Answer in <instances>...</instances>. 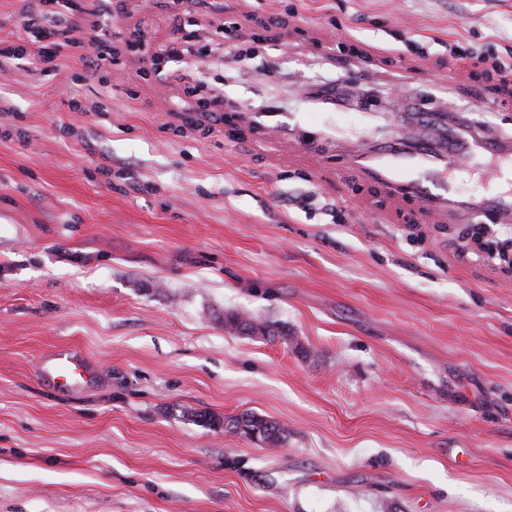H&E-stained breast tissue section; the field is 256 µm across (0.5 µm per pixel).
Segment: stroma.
Returning <instances> with one entry per match:
<instances>
[{"mask_svg":"<svg viewBox=\"0 0 512 512\" xmlns=\"http://www.w3.org/2000/svg\"><path fill=\"white\" fill-rule=\"evenodd\" d=\"M112 21L143 46L96 76L84 44L0 63V512H512V272L459 258L468 224L391 223L378 189L211 127L196 52L148 72L191 34L245 111L317 127L302 96L350 77L381 137L415 105L512 129L499 75L448 57L512 53V0H112ZM68 349L76 386L48 364ZM244 412L286 444L224 429Z\"/></svg>","mask_w":512,"mask_h":512,"instance_id":"obj_1","label":"stroma"}]
</instances>
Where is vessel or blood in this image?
<instances>
[{
	"label": "vessel or blood",
	"mask_w": 512,
	"mask_h": 512,
	"mask_svg": "<svg viewBox=\"0 0 512 512\" xmlns=\"http://www.w3.org/2000/svg\"><path fill=\"white\" fill-rule=\"evenodd\" d=\"M429 127H422L414 114L395 115L385 139H377L367 118L357 125L338 127L326 123L319 132L306 129L297 113L239 112L235 124L255 130V144L264 150L272 166L291 162H313L319 141L339 149L347 172L381 189L389 198L392 212L416 201L420 212L436 223L464 222L481 211H491L498 223L512 224V188L475 195L460 191L453 178L458 168L470 165L477 154L469 147L449 148L440 126L447 113L430 115ZM497 156L491 173H501L502 163L512 161V135L501 133L488 144ZM58 377L72 383L86 368L80 358L67 352L54 357Z\"/></svg>",
	"instance_id": "b4317fda"
}]
</instances>
